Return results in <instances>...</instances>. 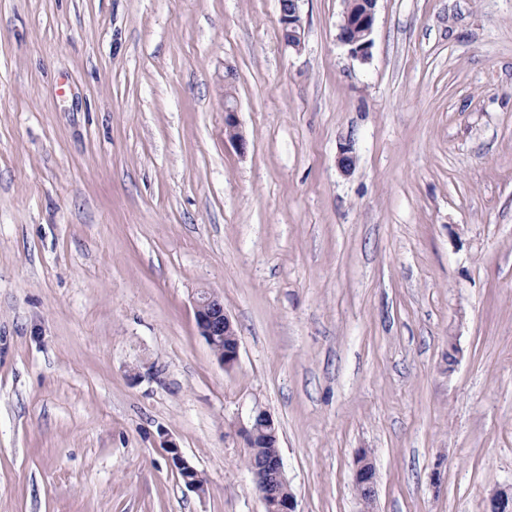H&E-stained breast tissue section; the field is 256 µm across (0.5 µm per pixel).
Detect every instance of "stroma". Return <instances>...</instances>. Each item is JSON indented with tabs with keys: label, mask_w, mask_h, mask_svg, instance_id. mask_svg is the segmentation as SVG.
Listing matches in <instances>:
<instances>
[{
	"label": "stroma",
	"mask_w": 512,
	"mask_h": 512,
	"mask_svg": "<svg viewBox=\"0 0 512 512\" xmlns=\"http://www.w3.org/2000/svg\"><path fill=\"white\" fill-rule=\"evenodd\" d=\"M342 9L0 0V512H265L258 406L297 512L512 485V0H378L364 62ZM300 0H279V22L281 37L288 46L296 51L302 48L303 18L299 9ZM237 109L234 104L226 100L224 103V128L227 138L241 151L245 149L246 141L240 131L237 121ZM195 316L199 335L217 361L225 369H232L239 360L240 343L234 324L224 311V302L218 296L203 291L195 301ZM225 336H232L231 344H224ZM277 432L272 415L256 408L249 426L242 428L248 447L246 465L250 470L254 461H258L269 452V448H273L250 471L252 483L266 512H297L295 496L283 470ZM259 437H263L266 448H252ZM164 448H166L167 452L170 454V461L175 470L177 472H183L185 485L198 493H204L205 480L196 467L182 455L176 443L167 441ZM354 480L362 488L359 498L363 502L364 511L373 512L376 496L375 469L366 453L360 454Z\"/></svg>",
	"instance_id": "obj_1"
}]
</instances>
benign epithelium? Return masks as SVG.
Listing matches in <instances>:
<instances>
[{
	"mask_svg": "<svg viewBox=\"0 0 512 512\" xmlns=\"http://www.w3.org/2000/svg\"><path fill=\"white\" fill-rule=\"evenodd\" d=\"M378 0H343L344 8L338 26V40L349 48L351 56L366 61L373 46L372 34ZM281 37L286 46L298 51L302 48L303 18L299 0H279ZM237 109L230 101L224 103V128L227 138L238 149H245L246 141L237 121ZM195 316L199 335L203 337L217 361L226 369L239 360L240 343L234 324L224 311V302L216 295L203 291L195 301ZM231 343L224 344V338ZM277 426L270 413L257 408L249 426L242 428L247 447L263 438L271 451L250 471L252 483L265 506V512H297L296 500L286 479L278 448ZM176 471L184 474V483L198 493L205 492V480L200 472L169 441L165 445ZM362 488L360 499L365 512H373L376 482L375 469L367 455H360L354 476ZM485 508L487 512H512V487L497 488L490 492Z\"/></svg>",
	"mask_w": 512,
	"mask_h": 512,
	"instance_id": "obj_1",
	"label": "benign epithelium"
}]
</instances>
